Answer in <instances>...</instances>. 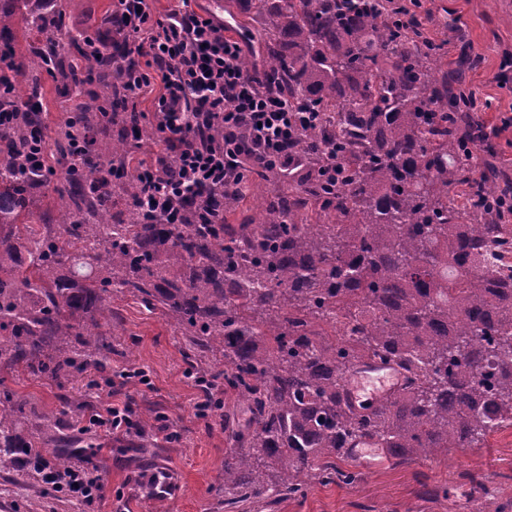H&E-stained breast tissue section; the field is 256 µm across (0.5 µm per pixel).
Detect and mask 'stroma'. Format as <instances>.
<instances>
[{
  "label": "stroma",
  "instance_id": "obj_1",
  "mask_svg": "<svg viewBox=\"0 0 512 512\" xmlns=\"http://www.w3.org/2000/svg\"><path fill=\"white\" fill-rule=\"evenodd\" d=\"M64 27L92 34L103 29L116 0H63ZM433 14L429 37L442 43L449 67L461 57L476 59L466 83L489 102L476 115L498 124L512 107V91L499 88L504 53H512V0H423ZM112 351L105 369L75 371L64 383L0 367V385L16 398L46 413H64L65 431L76 434L89 409L128 405L132 415L155 412L170 438L155 435L143 445L140 429L95 435V447L83 449L86 467L101 477L102 496L80 501L67 493L44 494L40 476L16 468L0 469V512H224V456L241 420L235 395L224 394V411L197 415L200 388L187 374L183 341L159 313L145 310L128 295L112 297V321L106 327ZM120 369L146 371L150 382L116 384ZM95 388H87L88 380ZM362 479L346 486L312 485L306 497L289 499L274 512H465L471 474L484 477L495 502L512 501V427L492 434L481 448H458L448 457L394 466L370 452L359 454ZM444 485L447 497L428 496Z\"/></svg>",
  "mask_w": 512,
  "mask_h": 512
}]
</instances>
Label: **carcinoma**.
Returning a JSON list of instances; mask_svg holds the SVG:
<instances>
[{
	"label": "carcinoma",
	"mask_w": 512,
	"mask_h": 512,
	"mask_svg": "<svg viewBox=\"0 0 512 512\" xmlns=\"http://www.w3.org/2000/svg\"><path fill=\"white\" fill-rule=\"evenodd\" d=\"M30 2L0 0V112L15 113L0 130V363L56 381L102 369L109 294L160 312L187 357L209 359L188 374L247 404V432L224 456L227 512L358 483L355 439L409 465L512 426V273L489 262L512 242L506 189L473 154L482 130L457 93L468 65L442 69L419 0H249L261 37L243 68L262 66V89L312 116L288 166L239 158L260 198L239 224L208 223L205 205L182 224L139 208L124 166L153 134L128 136L136 57L123 44L98 54ZM44 74L85 98L50 160L79 155L73 132L106 123L113 178L95 156L61 169L56 223L37 226L26 198L41 186L25 164ZM244 198L226 188L214 203L234 214ZM357 363L395 364L408 385L356 405L343 375ZM27 416L0 393V456L38 447L20 432Z\"/></svg>",
	"instance_id": "1"
}]
</instances>
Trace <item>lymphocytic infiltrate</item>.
Returning <instances> with one entry per match:
<instances>
[{
	"label": "lymphocytic infiltrate",
	"mask_w": 512,
	"mask_h": 512,
	"mask_svg": "<svg viewBox=\"0 0 512 512\" xmlns=\"http://www.w3.org/2000/svg\"><path fill=\"white\" fill-rule=\"evenodd\" d=\"M123 2L92 43L101 54L124 43L140 61L130 96L156 95L149 119L162 150L132 167L150 177L144 206L174 223L180 219L176 197L203 202L209 190L237 180L241 155L287 164L283 142L300 130L302 115L290 111L287 101L258 92L256 74L240 64L242 46L227 37L223 23L190 9L191 0H178L160 17L148 0ZM13 464L38 473L53 491L87 501L101 488L83 463L60 468L34 448L18 449Z\"/></svg>",
	"instance_id": "f902f5d3"
}]
</instances>
